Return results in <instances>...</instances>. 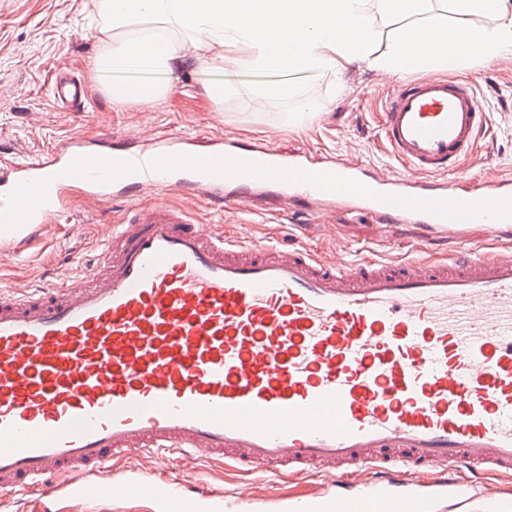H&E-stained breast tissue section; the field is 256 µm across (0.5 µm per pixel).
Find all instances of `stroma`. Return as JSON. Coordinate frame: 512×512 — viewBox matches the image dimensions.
<instances>
[{
    "mask_svg": "<svg viewBox=\"0 0 512 512\" xmlns=\"http://www.w3.org/2000/svg\"><path fill=\"white\" fill-rule=\"evenodd\" d=\"M98 0H0V165L34 160L72 136L107 138L113 147H134L160 135L187 136L205 150L221 135L233 136L242 147L270 144L283 153L333 156L367 165L378 174L399 177L405 169L386 150L380 137L381 112L400 84L399 79L352 65L340 76L293 72L287 79L296 95L270 100L256 94L270 75L240 66L212 72L193 65L167 75L145 66H114L100 71L95 60L103 50L101 28L107 18L98 12ZM81 76L88 89L83 111L58 107L48 93L60 66ZM473 76L490 119V133L466 164L464 185L477 186L496 179H512V56L494 62L474 61L464 68ZM153 80L171 86L170 93L150 106L115 104L106 96V81ZM232 87L222 112H215L203 87L212 82ZM313 106L301 123L289 122L299 103ZM201 224H220L225 234L246 244L287 246L295 242L322 255L355 260L365 256L409 259L425 252L454 251L456 236L425 242L413 224H397L381 235L375 223L354 211L337 210L314 217L303 207L281 209L273 197L256 193L246 208L232 209L204 197L174 194ZM122 203L102 202L81 191L72 195V215L56 224L35 229L23 246L0 253V283L35 289L75 277L101 256ZM131 468L143 475L162 472L164 478L182 480L187 472L227 500L225 512H238L234 492L242 475L218 458L188 461L173 455L166 469L140 453ZM319 480L298 478L281 483L274 474L252 486L254 504L249 512H280L282 496L322 492ZM59 512H152V498L135 487L117 500L58 502Z\"/></svg>",
    "mask_w": 512,
    "mask_h": 512,
    "instance_id": "1",
    "label": "stroma"
}]
</instances>
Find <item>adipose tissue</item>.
Listing matches in <instances>:
<instances>
[{
    "label": "adipose tissue",
    "instance_id": "adipose-tissue-1",
    "mask_svg": "<svg viewBox=\"0 0 512 512\" xmlns=\"http://www.w3.org/2000/svg\"><path fill=\"white\" fill-rule=\"evenodd\" d=\"M431 0H102L114 28L96 60L99 69L126 63L159 72L186 59L220 71L224 50L240 46L244 66L277 74L259 87L267 99H288L290 72L337 74L360 63L388 76L435 67L455 71L469 59L485 62L512 55V0H448L453 14L488 18L475 30L433 13ZM451 13V14H452ZM161 18L180 31L177 39L140 30V21ZM394 21L384 46L376 23Z\"/></svg>",
    "mask_w": 512,
    "mask_h": 512
}]
</instances>
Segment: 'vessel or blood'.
<instances>
[{
    "instance_id": "1",
    "label": "vessel or blood",
    "mask_w": 512,
    "mask_h": 512,
    "mask_svg": "<svg viewBox=\"0 0 512 512\" xmlns=\"http://www.w3.org/2000/svg\"><path fill=\"white\" fill-rule=\"evenodd\" d=\"M50 92L79 110L87 99L61 72ZM487 124L474 78L431 76L383 114L397 179L221 138L133 150L74 137L0 167V250L67 215L69 190L128 203L101 264L0 289V490L120 498L139 451L323 479L298 512H429L512 483V250L351 262L227 239L164 198L264 189L284 205L351 202L429 238L483 225L512 240L511 179L457 186ZM151 494L157 512H224L198 483L157 477Z\"/></svg>"
}]
</instances>
